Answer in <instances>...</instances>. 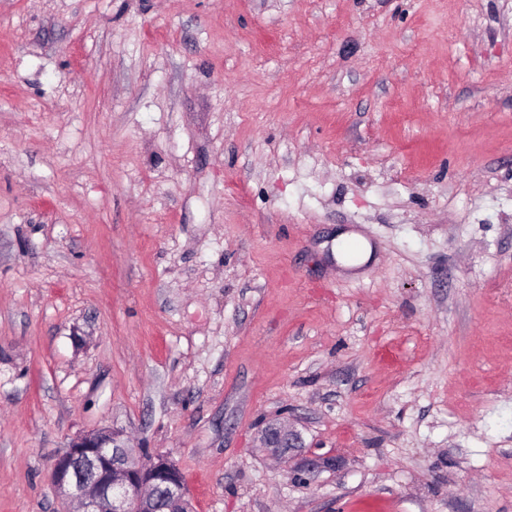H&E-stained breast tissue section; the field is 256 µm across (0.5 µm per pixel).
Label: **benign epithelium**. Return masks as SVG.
<instances>
[{
	"label": "benign epithelium",
	"mask_w": 512,
	"mask_h": 512,
	"mask_svg": "<svg viewBox=\"0 0 512 512\" xmlns=\"http://www.w3.org/2000/svg\"><path fill=\"white\" fill-rule=\"evenodd\" d=\"M262 446L277 455L299 447L300 437L282 424L261 432ZM51 484L66 505L81 512H154L159 489L167 512H192L185 479L165 457H144L116 431L94 430L75 436L54 462Z\"/></svg>",
	"instance_id": "1"
}]
</instances>
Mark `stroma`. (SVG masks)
I'll list each match as a JSON object with an SVG mask.
<instances>
[{
    "mask_svg": "<svg viewBox=\"0 0 512 512\" xmlns=\"http://www.w3.org/2000/svg\"><path fill=\"white\" fill-rule=\"evenodd\" d=\"M102 428L194 512H512V0H0V512ZM269 428V429H268ZM267 429V431H265ZM262 446L269 448L277 455H285L292 448H300V437L290 427L282 424H271L261 433Z\"/></svg>",
    "mask_w": 512,
    "mask_h": 512,
    "instance_id": "stroma-1",
    "label": "stroma"
}]
</instances>
